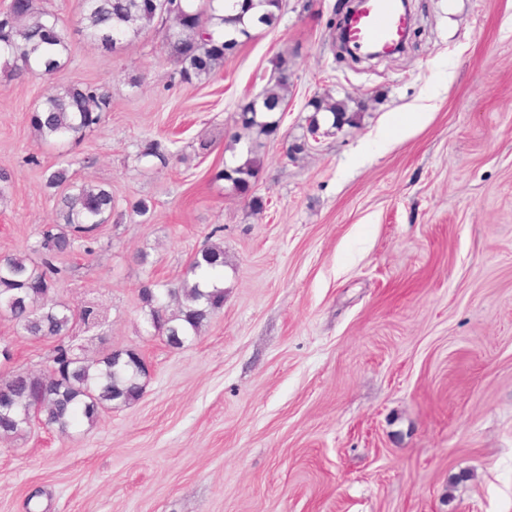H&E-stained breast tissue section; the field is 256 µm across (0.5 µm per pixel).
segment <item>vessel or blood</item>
Here are the masks:
<instances>
[{"label":"vessel or blood","mask_w":512,"mask_h":512,"mask_svg":"<svg viewBox=\"0 0 512 512\" xmlns=\"http://www.w3.org/2000/svg\"><path fill=\"white\" fill-rule=\"evenodd\" d=\"M408 28V18L399 0H357V8L345 31L351 52L365 54L399 44Z\"/></svg>","instance_id":"vessel-or-blood-1"}]
</instances>
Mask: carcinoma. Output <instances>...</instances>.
Listing matches in <instances>:
<instances>
[{"label":"carcinoma","instance_id":"cac0c4a2","mask_svg":"<svg viewBox=\"0 0 512 512\" xmlns=\"http://www.w3.org/2000/svg\"><path fill=\"white\" fill-rule=\"evenodd\" d=\"M259 3L267 9L247 18L245 11L238 9V0H182L178 11L166 10L164 0H80V24L87 38L114 51L148 32L154 21L170 23L165 51L179 65L180 82L191 84L224 66L239 38L248 39L251 30L278 22L279 0ZM68 50L60 18L39 8L36 0H19V6H9L0 16V59L18 73L38 72L57 80L29 117L44 142L83 141L100 126L111 105L110 96L96 86L61 82ZM274 70V83L235 121L237 131L231 141L252 137L249 157L216 175L244 196L260 169V139L277 134L280 120L274 114L286 105L288 60L278 57ZM311 106L316 112L309 121L312 136L319 134V112L331 113L335 127L349 121L344 104L329 95L314 100ZM114 208L110 190L92 184L74 186L61 197L55 220L38 228L29 252L0 257V316L21 336L56 341L43 372L18 369L0 381V439L23 434L35 421L64 433L78 414L94 423L103 410L129 405L144 394L147 369L137 350H122L120 359L109 351L92 360L72 343L76 331L100 326L106 310L93 301L72 309L57 297L58 287L66 281V270L57 261L73 252L76 244L96 241ZM219 231L216 227L208 234L179 286L161 289L150 280L139 286L153 335L164 337L172 348H182L210 315L224 306V290L204 291L192 281L204 266L224 267V247L211 241ZM172 301L177 304L173 312L169 309Z\"/></svg>","mask_w":512,"mask_h":512}]
</instances>
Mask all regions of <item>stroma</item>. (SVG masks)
I'll return each instance as SVG.
<instances>
[{
	"instance_id": "35a3bbf8",
	"label": "stroma",
	"mask_w": 512,
	"mask_h": 512,
	"mask_svg": "<svg viewBox=\"0 0 512 512\" xmlns=\"http://www.w3.org/2000/svg\"><path fill=\"white\" fill-rule=\"evenodd\" d=\"M282 2L275 27L187 85L160 29L103 51L79 0H46L70 42L64 80L111 97L78 144L37 138L48 82L0 61V256L54 220L46 168L111 190L112 219L92 253L63 257L59 295L107 311L75 339L87 356L133 348L149 368L143 397L95 423L0 441V512H512V0H412L404 52L356 62L336 41L343 0ZM281 55L291 86L257 212L214 174L246 158L233 118ZM327 93L352 123L314 113ZM151 141L168 163L138 160ZM215 228L224 306L170 348L146 335L138 287L179 284ZM1 337L0 380L45 369L52 342L5 319Z\"/></svg>"
}]
</instances>
